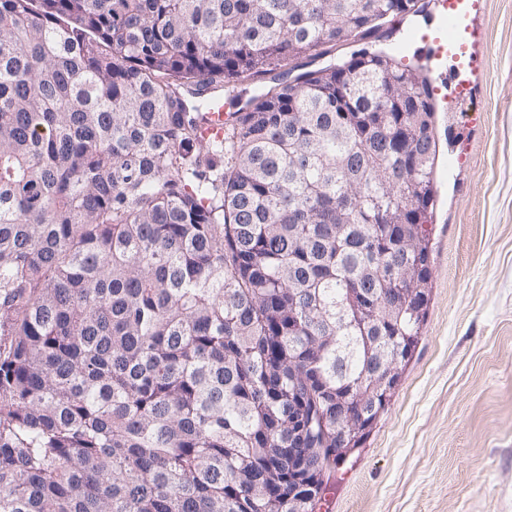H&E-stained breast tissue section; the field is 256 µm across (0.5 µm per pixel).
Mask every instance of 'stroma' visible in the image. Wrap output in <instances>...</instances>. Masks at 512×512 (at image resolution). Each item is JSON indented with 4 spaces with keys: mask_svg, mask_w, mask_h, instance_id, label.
<instances>
[{
    "mask_svg": "<svg viewBox=\"0 0 512 512\" xmlns=\"http://www.w3.org/2000/svg\"><path fill=\"white\" fill-rule=\"evenodd\" d=\"M473 100L436 115L423 334L320 512H512V0H486Z\"/></svg>",
    "mask_w": 512,
    "mask_h": 512,
    "instance_id": "obj_1",
    "label": "stroma"
}]
</instances>
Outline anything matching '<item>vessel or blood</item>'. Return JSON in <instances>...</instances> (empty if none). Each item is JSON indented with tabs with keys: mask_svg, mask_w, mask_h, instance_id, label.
Segmentation results:
<instances>
[{
	"mask_svg": "<svg viewBox=\"0 0 512 512\" xmlns=\"http://www.w3.org/2000/svg\"><path fill=\"white\" fill-rule=\"evenodd\" d=\"M417 6L428 23L412 31L404 51L433 103L441 111H454L475 93L478 21L485 0H418Z\"/></svg>",
	"mask_w": 512,
	"mask_h": 512,
	"instance_id": "b4317fda",
	"label": "vessel or blood"
}]
</instances>
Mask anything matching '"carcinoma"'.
<instances>
[{"mask_svg": "<svg viewBox=\"0 0 512 512\" xmlns=\"http://www.w3.org/2000/svg\"><path fill=\"white\" fill-rule=\"evenodd\" d=\"M415 5L0 0V512H316L425 322L434 103L362 47L200 119Z\"/></svg>", "mask_w": 512, "mask_h": 512, "instance_id": "cac0c4a2", "label": "carcinoma"}]
</instances>
